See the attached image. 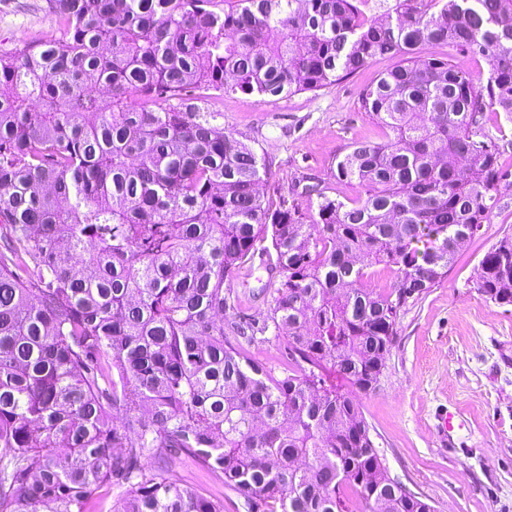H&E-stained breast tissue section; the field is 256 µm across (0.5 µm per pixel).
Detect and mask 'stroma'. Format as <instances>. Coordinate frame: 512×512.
I'll use <instances>...</instances> for the list:
<instances>
[{"label": "stroma", "mask_w": 512, "mask_h": 512, "mask_svg": "<svg viewBox=\"0 0 512 512\" xmlns=\"http://www.w3.org/2000/svg\"><path fill=\"white\" fill-rule=\"evenodd\" d=\"M61 32L48 0H0V53L33 38ZM394 58L369 60L357 73L316 92L277 100L210 93L201 106L221 113V128L249 137L265 153L271 175L265 198L285 196L306 209L310 183L327 195L356 197V186L336 178V160L354 142L379 141L382 129L357 102L364 87L395 66ZM482 127L499 146L497 202L481 233L466 242L447 277L408 303L396 326L378 387L359 398L362 414L391 477L434 512H512V305L487 299L476 288L479 264L498 241L512 235V120L485 112ZM265 271L242 267L231 282L239 309L265 319L269 297L259 293ZM454 414V429L440 433V417ZM162 474L221 501L224 512H248L243 496L223 476L183 455L167 463L148 458Z\"/></svg>", "instance_id": "stroma-1"}]
</instances>
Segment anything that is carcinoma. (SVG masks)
I'll use <instances>...</instances> for the list:
<instances>
[{"mask_svg": "<svg viewBox=\"0 0 512 512\" xmlns=\"http://www.w3.org/2000/svg\"><path fill=\"white\" fill-rule=\"evenodd\" d=\"M61 30L0 55V512H223L145 468L191 455L252 512H431L390 476L356 394L379 385L406 303L480 233L501 178L487 110L512 119V0H49ZM446 46L488 62L485 84ZM402 64L359 97L385 130L336 178L360 196L306 212L218 133L210 91L283 99L376 57ZM259 261L258 323L224 290ZM393 269L386 288L373 265ZM477 290L512 303V236ZM288 327L274 376L245 345ZM334 371L353 389L327 383Z\"/></svg>", "mask_w": 512, "mask_h": 512, "instance_id": "1", "label": "carcinoma"}]
</instances>
